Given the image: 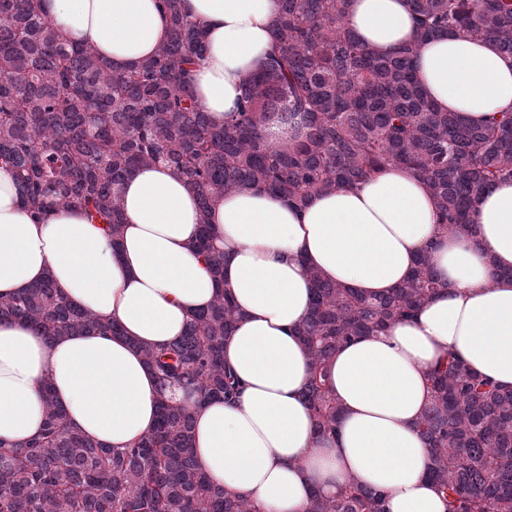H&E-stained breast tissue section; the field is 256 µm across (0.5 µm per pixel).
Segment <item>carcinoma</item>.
<instances>
[{
  "mask_svg": "<svg viewBox=\"0 0 512 512\" xmlns=\"http://www.w3.org/2000/svg\"><path fill=\"white\" fill-rule=\"evenodd\" d=\"M279 2L263 64L232 118L217 124L191 90L190 71L206 45L182 0H161L170 37L128 66L70 42L43 0H0V160L13 168L30 213L79 208L116 245L123 184L162 162L196 191L201 230L193 248L222 282L224 252L208 221L216 199L250 186L301 207L398 165L426 182L441 230L472 235L476 197L512 181V112L471 124L439 110L417 82L415 58L426 42L461 34L512 56V0H407L416 38L387 56L348 25L351 0ZM269 124L295 129L296 140L269 146ZM311 280V311L298 328L311 360L303 397L326 435L341 418L327 384L337 349L412 316L443 284L426 255L386 296H364L316 271ZM236 319L220 292L167 346L134 343L161 389L178 386L195 401L161 394L156 426L130 448H104L70 429L45 386L44 432L26 446L0 444V512H258L214 485L193 453L195 409L241 391L224 364V337ZM2 320L48 338L120 334L67 302L50 275L0 295ZM430 382L432 401L417 430L433 451L431 477L448 512H512V389L453 355L432 368ZM384 502L350 479L334 497L314 495L310 512H386Z\"/></svg>",
  "mask_w": 512,
  "mask_h": 512,
  "instance_id": "1",
  "label": "carcinoma"
}]
</instances>
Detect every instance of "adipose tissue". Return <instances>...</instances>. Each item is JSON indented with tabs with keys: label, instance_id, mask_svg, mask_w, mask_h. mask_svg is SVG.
I'll return each mask as SVG.
<instances>
[{
	"label": "adipose tissue",
	"instance_id": "ef3b65f1",
	"mask_svg": "<svg viewBox=\"0 0 512 512\" xmlns=\"http://www.w3.org/2000/svg\"><path fill=\"white\" fill-rule=\"evenodd\" d=\"M205 33L192 73L199 106L229 119L271 42L278 0H182ZM66 36L117 65L155 54L169 28L159 0H45ZM347 22L375 52L414 38L407 0H352ZM416 77L443 111L482 121L512 112V57L471 37L424 44ZM124 228L113 242L83 212L60 207L34 221L11 167L0 162V294L53 274L66 301L122 333L52 340L0 322V441L38 435L51 389L73 430L126 448L153 425L159 381L140 345L180 336L219 289L239 318L224 360L244 389L232 403L195 414L194 454L211 481L253 498L263 512H308L313 490L336 496L348 479L384 493L388 512H446L427 477L431 452L416 423L430 402L429 369L455 354L473 371L512 388V181L476 198L473 237L438 234L433 198L415 172L389 167L354 188L313 195L297 208L271 192L225 194L209 222L224 251L216 284L191 247L197 194L167 167L138 169L121 192ZM429 254L443 288L412 318L352 340L329 363L342 408L335 434L316 433L302 396L310 369L296 333L311 307V272L381 296ZM498 279H491V271Z\"/></svg>",
	"mask_w": 512,
	"mask_h": 512
}]
</instances>
